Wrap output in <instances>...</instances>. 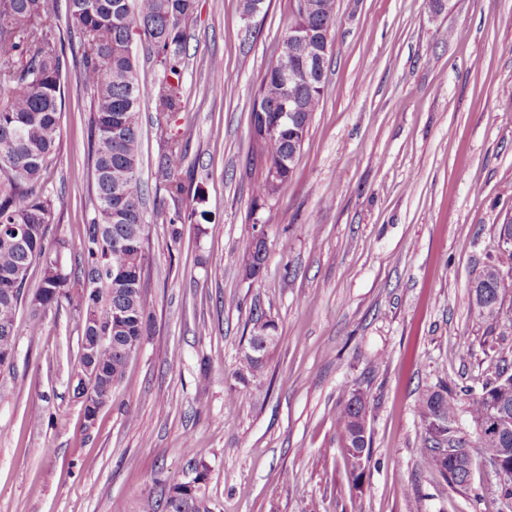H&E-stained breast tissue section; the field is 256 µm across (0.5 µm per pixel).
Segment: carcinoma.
I'll use <instances>...</instances> for the list:
<instances>
[{"instance_id": "cac0c4a2", "label": "carcinoma", "mask_w": 512, "mask_h": 512, "mask_svg": "<svg viewBox=\"0 0 512 512\" xmlns=\"http://www.w3.org/2000/svg\"><path fill=\"white\" fill-rule=\"evenodd\" d=\"M59 0H0V345L15 342L19 315L27 316L31 332L41 329L47 310L70 307L80 331L79 347L93 337L111 332L112 342L96 349L95 363L106 379L123 380L129 359L123 345L129 339L145 341L152 322L144 286L148 224L140 186L141 103L155 99L162 114L175 116L182 109L181 73L186 54L187 25L196 0H67L72 28L58 33L51 24ZM336 25V0H297V10L283 35L282 54H288V35L296 27L315 33L309 52L332 50L331 31ZM144 37L160 71L151 83L141 78L130 50L132 36ZM90 94L92 117L88 157L95 184L93 216L84 225L78 247V271L71 275L58 265L61 252L69 249L63 238L50 237L54 199L47 190L56 141L64 82L69 73ZM324 80L309 87L285 81L279 66H269L258 84L249 115L251 157L249 167L260 166L254 181V200L275 198L293 171L271 180L272 167L288 160L293 150L290 128H276L273 116L288 111V100L301 103L294 127L305 140L314 112L323 98ZM181 162L180 136L168 139L159 167L166 178L165 191L177 202L185 193L181 181L171 177ZM195 209H175L165 215L172 241L180 240L183 226L192 224ZM42 267L36 289L29 278L11 282L19 268ZM512 267V248L501 250L495 263L486 266L472 285L470 313L479 322L512 319V279L501 268ZM248 347L238 373L264 376L266 357L276 325L258 308L251 312ZM512 420V364L501 360L495 377L465 406L448 387L427 390L419 409L427 437L420 452L450 484L467 487L472 471L460 456L449 453L438 462V434L431 420L448 417V434L455 448L464 447L466 434L458 430V418L466 413L473 425L481 424L489 401ZM367 397L356 390L337 411L343 424V449L354 483L362 481L371 458V435L361 420L367 417ZM482 455L512 456V430L486 434L479 444ZM140 512H210L201 491L171 494L167 489L142 500Z\"/></svg>"}]
</instances>
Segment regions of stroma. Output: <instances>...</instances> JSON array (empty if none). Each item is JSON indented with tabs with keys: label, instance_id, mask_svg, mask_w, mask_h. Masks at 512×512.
Returning a JSON list of instances; mask_svg holds the SVG:
<instances>
[{
	"label": "stroma",
	"instance_id": "35a3bbf8",
	"mask_svg": "<svg viewBox=\"0 0 512 512\" xmlns=\"http://www.w3.org/2000/svg\"><path fill=\"white\" fill-rule=\"evenodd\" d=\"M336 15L322 104L263 205L246 172L249 110L292 3L265 0L248 18L240 0H197L181 112L141 108L152 334L89 423L73 394V310H48L37 334L18 321L0 373V512H139L201 464L210 512H502L493 471L474 466L454 487L421 456L418 400L445 383L466 403L512 360V322L470 315V286L512 224V0H336ZM90 116L68 78L47 185L67 270L92 213ZM176 133L173 175L190 188L178 204L158 167ZM179 205L206 219L175 243L163 216ZM258 221L268 257L247 280L241 242ZM257 306L278 341L230 411ZM356 390L372 452L358 485L336 418Z\"/></svg>",
	"mask_w": 512,
	"mask_h": 512
}]
</instances>
